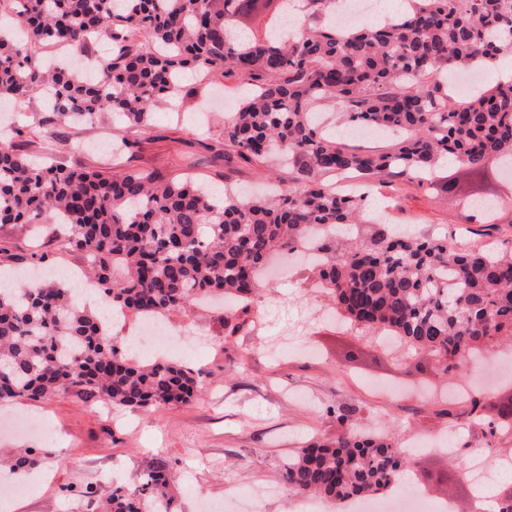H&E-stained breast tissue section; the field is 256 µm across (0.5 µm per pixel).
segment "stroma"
I'll return each instance as SVG.
<instances>
[{
    "label": "stroma",
    "mask_w": 512,
    "mask_h": 512,
    "mask_svg": "<svg viewBox=\"0 0 512 512\" xmlns=\"http://www.w3.org/2000/svg\"><path fill=\"white\" fill-rule=\"evenodd\" d=\"M186 89L195 93L181 111H158L150 128H132L105 115L91 125L48 128L40 98L1 112L24 119L34 129L26 151L45 163L99 166L97 148L121 138L135 140L123 166L185 174L221 186L233 182L253 190L268 181L287 182L280 169L255 163L225 164L218 138L225 113L237 106L241 82L217 83L187 73ZM499 204L497 219L482 224L461 204L464 196ZM372 210L387 213L393 224L416 232H446L458 246L512 242V178L496 165L482 175L458 166L442 168L432 186L404 178L376 185ZM44 252L56 279L82 263L79 254L59 249L49 235L28 224L0 226V266L11 257ZM284 282H265L251 308L254 328L229 335L221 310L194 308L164 358L199 374V391L176 408L105 412L71 394L43 402L19 401L12 410L42 423L37 434L0 431V448L34 452L44 486L28 484L19 496L22 512H87L84 492L120 486L135 489L142 474L163 461L175 475L171 485L177 512H202L205 501L252 499L253 512H290L296 499L282 479L284 461L296 448L334 438L341 426L335 410L351 407L368 430L390 433L400 443L451 436L455 459L416 453L411 466L416 487L427 502L445 497L467 503L475 493L463 472L473 449L512 448V427L499 418L495 404L512 396V376L487 396L482 421L467 425L469 399H449L431 360L404 348L387 351L367 342L358 360L347 354L355 340L334 322L312 317L329 299L310 288L308 269L283 258Z\"/></svg>",
    "instance_id": "35a3bbf8"
}]
</instances>
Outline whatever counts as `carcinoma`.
<instances>
[{"label": "carcinoma", "mask_w": 512, "mask_h": 512, "mask_svg": "<svg viewBox=\"0 0 512 512\" xmlns=\"http://www.w3.org/2000/svg\"><path fill=\"white\" fill-rule=\"evenodd\" d=\"M0 100H47L48 122L91 124L110 113L132 127L180 109L186 70L251 86L224 118V158L288 168L278 195H221L179 176L141 169L85 170L31 159L16 123L0 142V225L38 224L87 261L114 307L141 317L177 314L202 300H248L278 252L312 239V268L333 310L359 335L386 333L457 376L474 355L512 337V246L459 249L435 234L402 235L367 209L385 178L433 173L454 161L480 174L512 163V82L479 87L448 104L450 69L490 68L512 50V0H415L393 21L336 27V0H300L299 32L278 26L287 0H4ZM112 58L94 78L45 62L31 45L77 53L96 32ZM144 37L146 42L139 41ZM334 102L344 123L383 131L365 152L314 122ZM351 226L345 238L336 228ZM194 371L177 362L133 361L97 317L55 280L0 291V404L60 393L117 407L188 402ZM343 433L298 448L283 465L295 493L337 502L387 492L411 455L336 410ZM168 464L133 491H85L91 512H175Z\"/></svg>", "instance_id": "1"}]
</instances>
